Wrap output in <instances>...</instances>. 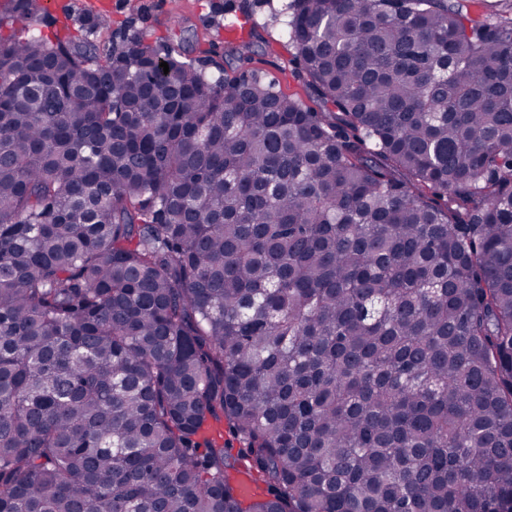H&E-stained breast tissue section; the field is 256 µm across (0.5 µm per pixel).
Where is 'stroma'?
Listing matches in <instances>:
<instances>
[{
  "label": "stroma",
  "mask_w": 512,
  "mask_h": 512,
  "mask_svg": "<svg viewBox=\"0 0 512 512\" xmlns=\"http://www.w3.org/2000/svg\"><path fill=\"white\" fill-rule=\"evenodd\" d=\"M252 12L254 36L250 66L262 72L285 96L316 108L320 101L298 73L280 27L272 25L270 13L283 0H240ZM177 12H169L167 0H38L37 16L44 33L77 34L80 17L89 11L99 13L108 26L100 30L96 42L108 50L126 29L145 34L148 42L162 41L172 33H183V47L190 57H202L213 51L224 66L225 77L239 72V62L228 50L224 34V0H179Z\"/></svg>",
  "instance_id": "35a3bbf8"
}]
</instances>
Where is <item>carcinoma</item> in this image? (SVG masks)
I'll return each mask as SVG.
<instances>
[{
  "mask_svg": "<svg viewBox=\"0 0 512 512\" xmlns=\"http://www.w3.org/2000/svg\"><path fill=\"white\" fill-rule=\"evenodd\" d=\"M469 3L289 0L333 112L93 12L0 37V512H512V18Z\"/></svg>",
  "mask_w": 512,
  "mask_h": 512,
  "instance_id": "carcinoma-1",
  "label": "carcinoma"
}]
</instances>
